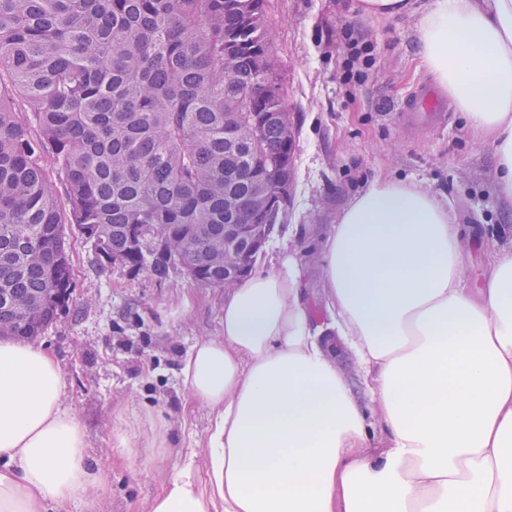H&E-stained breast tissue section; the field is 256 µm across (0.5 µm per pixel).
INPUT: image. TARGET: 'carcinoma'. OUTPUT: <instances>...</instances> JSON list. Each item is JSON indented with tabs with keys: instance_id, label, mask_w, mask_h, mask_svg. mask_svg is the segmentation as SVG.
Returning <instances> with one entry per match:
<instances>
[{
	"instance_id": "cac0c4a2",
	"label": "carcinoma",
	"mask_w": 512,
	"mask_h": 512,
	"mask_svg": "<svg viewBox=\"0 0 512 512\" xmlns=\"http://www.w3.org/2000/svg\"><path fill=\"white\" fill-rule=\"evenodd\" d=\"M266 0H0V338L42 335L100 268L224 288V226L293 181ZM65 186L61 207L46 179Z\"/></svg>"
}]
</instances>
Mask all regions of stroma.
<instances>
[{"label": "stroma", "instance_id": "obj_1", "mask_svg": "<svg viewBox=\"0 0 512 512\" xmlns=\"http://www.w3.org/2000/svg\"><path fill=\"white\" fill-rule=\"evenodd\" d=\"M357 0H266L290 118L296 129L292 205L256 262L269 269L282 242L302 262L304 295L314 318L325 314L319 251L343 206L378 174L417 183L448 206L466 232L468 287L486 278L493 252L512 247V209L495 194L491 144L437 101L416 73L414 23L361 16ZM350 27L373 61L351 57ZM76 286L67 307L39 341L60 363L64 403L82 423L102 474L98 512H146L149 500L186 464L205 475L212 421L206 406L187 405L182 358L200 338L223 331L224 292L173 272L165 283L115 264L100 268L77 233L69 235ZM127 433L131 457L112 441Z\"/></svg>", "mask_w": 512, "mask_h": 512}]
</instances>
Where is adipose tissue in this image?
Here are the masks:
<instances>
[{"label":"adipose tissue","mask_w":512,"mask_h":512,"mask_svg":"<svg viewBox=\"0 0 512 512\" xmlns=\"http://www.w3.org/2000/svg\"><path fill=\"white\" fill-rule=\"evenodd\" d=\"M358 10L415 18L418 69L494 146L512 206V0ZM460 233L434 193L380 174L323 242L329 322L314 323L286 248L227 290L223 335L182 367L214 413L209 482L184 466L148 512H512V249L468 288ZM333 336L378 398L379 431L325 352ZM64 394L52 354L0 341V512L95 508L101 476Z\"/></svg>","instance_id":"1"}]
</instances>
